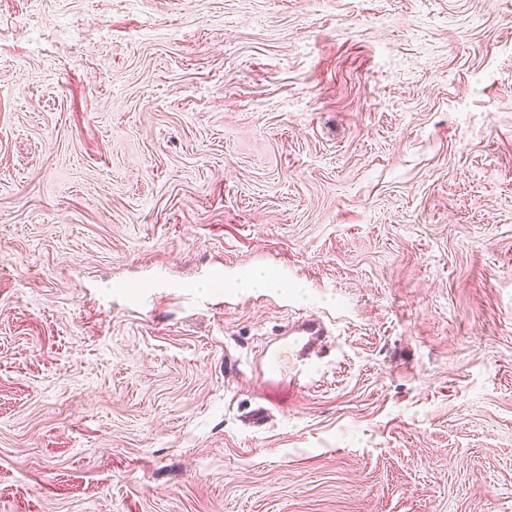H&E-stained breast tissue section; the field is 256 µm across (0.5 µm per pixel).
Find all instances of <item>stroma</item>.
Masks as SVG:
<instances>
[{
    "mask_svg": "<svg viewBox=\"0 0 512 512\" xmlns=\"http://www.w3.org/2000/svg\"><path fill=\"white\" fill-rule=\"evenodd\" d=\"M0 512H512V0H0ZM288 342L281 344L270 354L263 383L268 396L276 400L284 397L285 378L288 376V400L296 381L306 372L315 359L322 354V336H326L322 322L318 317L308 316L292 324Z\"/></svg>",
    "mask_w": 512,
    "mask_h": 512,
    "instance_id": "35a3bbf8",
    "label": "stroma"
}]
</instances>
